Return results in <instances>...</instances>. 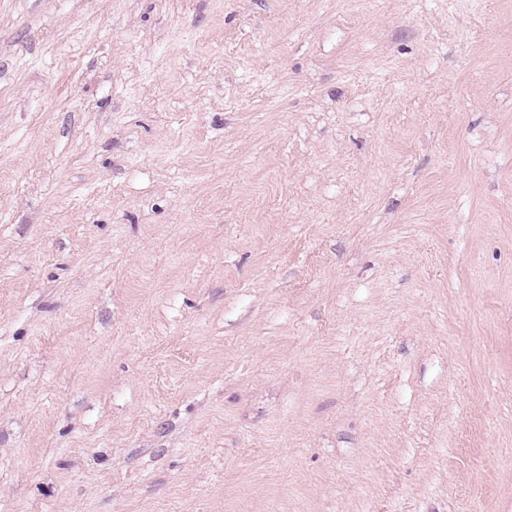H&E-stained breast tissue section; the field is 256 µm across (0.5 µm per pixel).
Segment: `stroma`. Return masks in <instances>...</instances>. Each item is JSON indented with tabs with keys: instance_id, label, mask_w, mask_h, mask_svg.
<instances>
[{
	"instance_id": "35a3bbf8",
	"label": "stroma",
	"mask_w": 512,
	"mask_h": 512,
	"mask_svg": "<svg viewBox=\"0 0 512 512\" xmlns=\"http://www.w3.org/2000/svg\"><path fill=\"white\" fill-rule=\"evenodd\" d=\"M0 512H512V0H0Z\"/></svg>"
}]
</instances>
